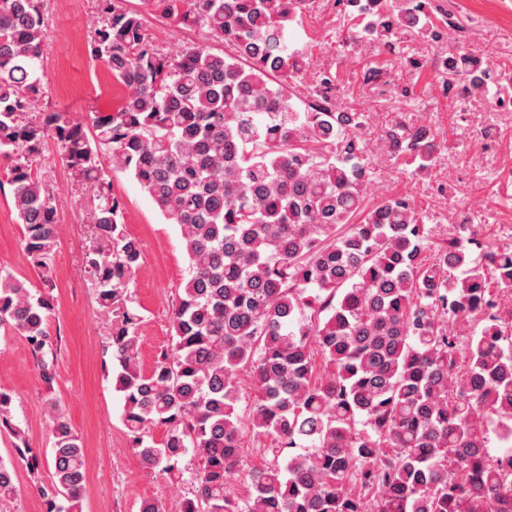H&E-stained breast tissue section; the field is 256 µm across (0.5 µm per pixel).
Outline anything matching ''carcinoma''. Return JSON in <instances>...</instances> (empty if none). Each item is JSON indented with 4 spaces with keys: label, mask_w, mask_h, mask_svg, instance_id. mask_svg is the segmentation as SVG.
Returning a JSON list of instances; mask_svg holds the SVG:
<instances>
[{
    "label": "carcinoma",
    "mask_w": 512,
    "mask_h": 512,
    "mask_svg": "<svg viewBox=\"0 0 512 512\" xmlns=\"http://www.w3.org/2000/svg\"><path fill=\"white\" fill-rule=\"evenodd\" d=\"M109 14L92 48L125 88L91 127L36 112L48 36L45 0H0V156L24 248L43 289L0 272V327L21 336L45 381L53 311L51 260L60 225L36 174L52 137L65 165L93 189L84 253L96 302L112 322L115 380L132 448L149 468L199 460L195 494L173 512H512V247L480 241L475 224L433 241L408 195L366 198L368 116L341 106L346 90L323 72L305 100L290 87L307 57L285 37L308 0H142L162 18L205 28L228 53L188 44L160 56L143 14L103 0ZM345 39L369 34L393 52L398 36L438 43L448 20L430 0H336ZM450 124L470 98L512 91L468 50L438 57ZM377 141L412 176L429 173L441 142L426 124L399 120ZM130 172L163 217L179 227L188 276L172 304L169 351L146 373L141 316L128 288L141 258L102 158ZM323 370H318L314 352ZM255 396L239 408L238 372ZM0 392V430H21ZM51 488L45 512H81L84 453L65 412L50 405ZM508 449L493 456L484 427ZM166 428L157 443L149 427ZM298 448L256 471L249 496L231 499L244 428ZM17 493L0 460V502Z\"/></svg>",
    "instance_id": "carcinoma-1"
}]
</instances>
